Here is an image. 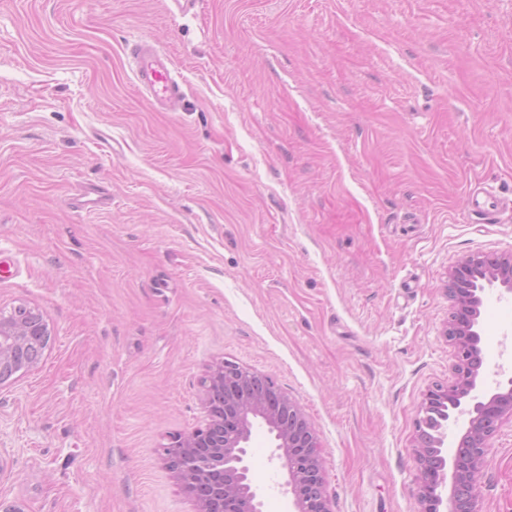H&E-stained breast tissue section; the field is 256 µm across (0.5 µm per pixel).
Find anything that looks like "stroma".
<instances>
[{"mask_svg":"<svg viewBox=\"0 0 512 512\" xmlns=\"http://www.w3.org/2000/svg\"><path fill=\"white\" fill-rule=\"evenodd\" d=\"M169 56L154 111L130 49ZM512 0H0V311L43 313L0 386V506L195 512L158 450L200 424L224 359L271 376L319 438L334 512H414L415 423L447 383L448 271L512 253ZM111 204L79 209L75 187ZM512 374V299L482 310ZM252 431L264 512H286ZM483 512H512V422ZM136 83L153 107L161 112H176L182 97L171 74V62L153 44L141 40L130 53ZM466 202L469 210L482 215H489L499 211L504 205L512 208V199L505 202L504 198L478 188L469 191Z\"/></svg>","mask_w":512,"mask_h":512,"instance_id":"1","label":"stroma"}]
</instances>
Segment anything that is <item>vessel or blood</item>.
Masks as SVG:
<instances>
[{
	"label": "vessel or blood",
	"mask_w": 512,
	"mask_h": 512,
	"mask_svg": "<svg viewBox=\"0 0 512 512\" xmlns=\"http://www.w3.org/2000/svg\"><path fill=\"white\" fill-rule=\"evenodd\" d=\"M131 63L136 83L153 107L161 112H175L181 107L182 98L177 82L171 74L169 59L153 44L147 41L135 43ZM466 202L469 210L488 215L502 207L512 208V199L504 200L487 190H470Z\"/></svg>",
	"instance_id": "b4317fda"
}]
</instances>
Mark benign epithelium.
<instances>
[{
    "label": "benign epithelium",
    "mask_w": 512,
    "mask_h": 512,
    "mask_svg": "<svg viewBox=\"0 0 512 512\" xmlns=\"http://www.w3.org/2000/svg\"><path fill=\"white\" fill-rule=\"evenodd\" d=\"M461 257L448 272L455 315L443 330L455 363L448 383L429 388L416 420L414 457L418 467L417 512H482L478 476L486 465L490 441L512 421V376L488 382L484 360L469 362L464 352L481 354L480 318L486 294L497 289L512 296V254ZM51 339L43 314L31 320L0 313V385L20 371L37 368ZM258 373L220 360L202 381V425L169 436L160 448L166 468L191 495L196 512H262L263 501L248 465L249 440L255 426L274 441L271 460L283 475L289 512H333L326 494L318 437L302 409L270 376L265 389L250 388ZM441 404L448 421L428 429L429 409ZM465 418L457 446L448 452V422Z\"/></svg>",
    "instance_id": "obj_1"
}]
</instances>
